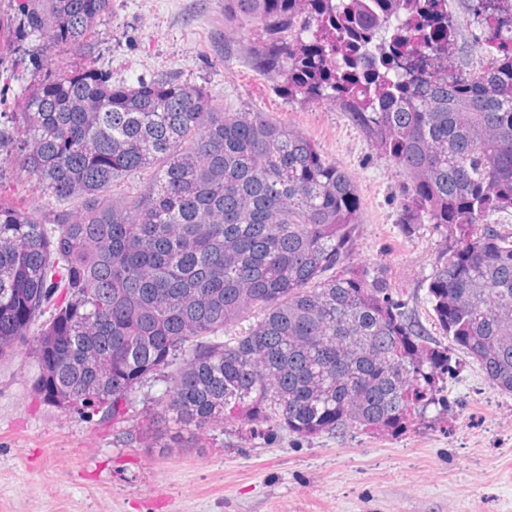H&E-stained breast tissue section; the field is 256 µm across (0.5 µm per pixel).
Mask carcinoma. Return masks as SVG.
Masks as SVG:
<instances>
[{"label":"carcinoma","mask_w":512,"mask_h":512,"mask_svg":"<svg viewBox=\"0 0 512 512\" xmlns=\"http://www.w3.org/2000/svg\"><path fill=\"white\" fill-rule=\"evenodd\" d=\"M111 0H21L15 38L85 46ZM224 35L288 91L341 105L377 154L409 177L402 224L456 230L428 297L440 328L512 394V233L486 226L512 210V81L468 83L446 70L390 68L355 82L341 67L365 24L345 0H224ZM427 38L396 28L391 50ZM13 151L38 181L37 212L0 201V358L48 306L33 354L37 388L64 409L129 403L142 380L176 371L143 428L150 448L242 416L260 435L396 428L444 407L448 364L389 293L346 266L360 223L357 189L300 131L258 112H226L202 86L172 78L112 84L96 70L46 63ZM148 175L134 195L117 183ZM78 202L71 211L65 204ZM258 320L223 341L202 342Z\"/></svg>","instance_id":"1"}]
</instances>
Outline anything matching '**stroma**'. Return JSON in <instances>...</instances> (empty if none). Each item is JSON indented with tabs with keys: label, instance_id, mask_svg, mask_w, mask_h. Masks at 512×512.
<instances>
[{
	"label": "stroma",
	"instance_id": "1",
	"mask_svg": "<svg viewBox=\"0 0 512 512\" xmlns=\"http://www.w3.org/2000/svg\"><path fill=\"white\" fill-rule=\"evenodd\" d=\"M50 60L104 72L116 85L161 77L200 85L225 111L263 113L314 142L357 188L350 264L383 267L394 298L447 351L435 384L448 406L397 432L256 435L234 419L203 447L166 453L139 435L165 388L161 376L146 379L120 414L65 410L36 391L25 343L0 358V512H512V394L443 334L427 293L447 232L405 230L406 176L345 112L289 94L283 80L225 54L224 0H112L77 50L0 41V112L22 111ZM0 199L32 211L44 202L37 182L12 166Z\"/></svg>",
	"mask_w": 512,
	"mask_h": 512
}]
</instances>
